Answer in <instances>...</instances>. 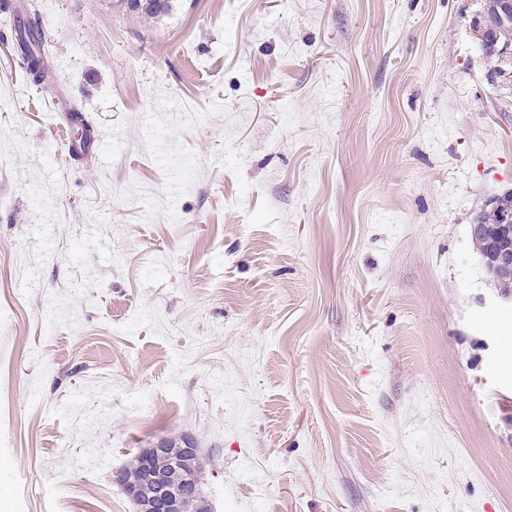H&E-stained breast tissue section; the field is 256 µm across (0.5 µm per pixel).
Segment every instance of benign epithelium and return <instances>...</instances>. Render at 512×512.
<instances>
[{"mask_svg":"<svg viewBox=\"0 0 512 512\" xmlns=\"http://www.w3.org/2000/svg\"><path fill=\"white\" fill-rule=\"evenodd\" d=\"M478 47L483 53L493 51L502 58L512 55V37L506 36L498 42L481 30L477 34ZM473 236L479 243V253L486 270L495 275H506L512 271V247L506 238L512 235V209L497 210V220L485 224L475 217L472 224ZM174 462L187 465L172 456L164 441H158L146 449L145 466L148 469L146 481L151 486L150 495L140 503L142 512H199L209 507L191 483V474L183 473V480L176 484L170 481L166 465Z\"/></svg>","mask_w":512,"mask_h":512,"instance_id":"7a95c632","label":"benign epithelium"}]
</instances>
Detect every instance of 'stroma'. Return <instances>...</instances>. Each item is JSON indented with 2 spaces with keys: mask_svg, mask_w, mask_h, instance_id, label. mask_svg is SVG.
<instances>
[{
  "mask_svg": "<svg viewBox=\"0 0 512 512\" xmlns=\"http://www.w3.org/2000/svg\"><path fill=\"white\" fill-rule=\"evenodd\" d=\"M10 4L48 78L0 12V512H136L181 436L211 512H512L482 0ZM18 16L14 25L17 65L34 85H41L46 81L48 71L44 64V37L40 23L36 18L28 20ZM495 224H485L475 216L472 224L473 236L479 243V252L487 271L506 275L512 271V247L507 237L512 233V209H498Z\"/></svg>",
  "mask_w": 512,
  "mask_h": 512,
  "instance_id": "obj_1",
  "label": "stroma"
}]
</instances>
